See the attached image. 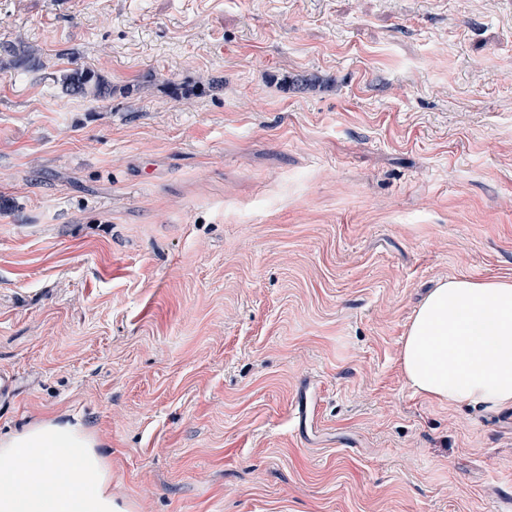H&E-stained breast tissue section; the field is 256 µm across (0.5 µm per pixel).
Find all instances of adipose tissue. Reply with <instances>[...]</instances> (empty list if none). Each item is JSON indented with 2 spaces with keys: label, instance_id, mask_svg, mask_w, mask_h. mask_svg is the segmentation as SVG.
Wrapping results in <instances>:
<instances>
[{
  "label": "adipose tissue",
  "instance_id": "adipose-tissue-1",
  "mask_svg": "<svg viewBox=\"0 0 512 512\" xmlns=\"http://www.w3.org/2000/svg\"><path fill=\"white\" fill-rule=\"evenodd\" d=\"M400 365L427 399L512 409V280H439L405 331ZM97 446L63 417L0 436V512H117Z\"/></svg>",
  "mask_w": 512,
  "mask_h": 512
}]
</instances>
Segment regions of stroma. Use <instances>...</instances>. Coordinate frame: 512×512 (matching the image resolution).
<instances>
[{"label":"stroma","instance_id":"obj_1","mask_svg":"<svg viewBox=\"0 0 512 512\" xmlns=\"http://www.w3.org/2000/svg\"><path fill=\"white\" fill-rule=\"evenodd\" d=\"M7 45L1 433L81 419L120 512H493L512 410L400 349L512 279V0H0ZM57 80L62 88L71 94L93 98L106 94L103 79L89 70L81 68L61 70Z\"/></svg>","mask_w":512,"mask_h":512}]
</instances>
